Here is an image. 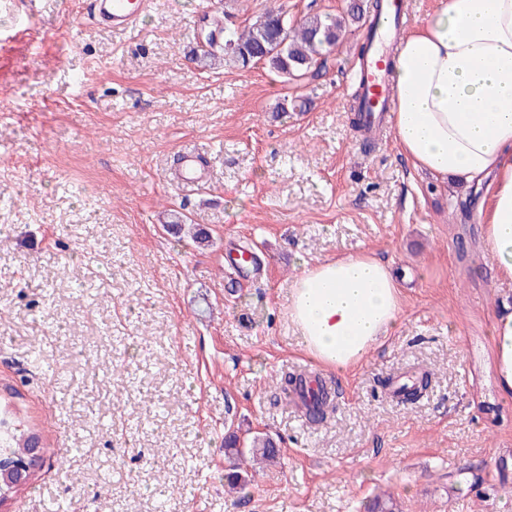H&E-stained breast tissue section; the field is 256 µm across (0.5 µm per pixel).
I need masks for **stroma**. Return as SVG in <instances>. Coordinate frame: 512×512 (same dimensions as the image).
<instances>
[{
	"mask_svg": "<svg viewBox=\"0 0 512 512\" xmlns=\"http://www.w3.org/2000/svg\"><path fill=\"white\" fill-rule=\"evenodd\" d=\"M350 2L151 0L115 32L85 0H0V430L39 435L45 460L0 512H365L384 492L404 512H512V396L490 342L512 285L482 247V191L413 168L391 128L363 149L366 27L296 81L191 59L204 15L240 28L276 4L296 20ZM188 152L205 161L193 191L171 171ZM240 245L259 269L229 290ZM359 252L391 264L399 324L328 371L335 408L314 426L281 388L312 361L289 288ZM424 369L427 392L400 403L395 381ZM230 429L279 442L243 494L224 488Z\"/></svg>",
	"mask_w": 512,
	"mask_h": 512,
	"instance_id": "1",
	"label": "stroma"
}]
</instances>
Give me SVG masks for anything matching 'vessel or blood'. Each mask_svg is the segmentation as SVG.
Returning <instances> with one entry per match:
<instances>
[{
	"label": "vessel or blood",
	"mask_w": 512,
	"mask_h": 512,
	"mask_svg": "<svg viewBox=\"0 0 512 512\" xmlns=\"http://www.w3.org/2000/svg\"><path fill=\"white\" fill-rule=\"evenodd\" d=\"M148 5L149 0H88L87 9L103 25L125 30L137 23ZM404 10V0H382L385 23L378 28L373 38L374 45L355 74L362 97L363 116L374 125L385 122L393 108L389 71Z\"/></svg>",
	"instance_id": "1"
}]
</instances>
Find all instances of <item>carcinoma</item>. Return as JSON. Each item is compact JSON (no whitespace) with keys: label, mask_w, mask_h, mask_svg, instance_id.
<instances>
[{"label":"carcinoma","mask_w":512,"mask_h":512,"mask_svg":"<svg viewBox=\"0 0 512 512\" xmlns=\"http://www.w3.org/2000/svg\"><path fill=\"white\" fill-rule=\"evenodd\" d=\"M380 12L381 0H354L338 16L311 13L293 21L281 8L273 7L241 30L223 27L215 18L204 45L193 52V60L210 69L226 64L244 69L261 62L287 80L300 79L317 70L351 23L368 25ZM72 290L76 298L89 304L98 298V289L91 281L77 280ZM33 441L34 437L27 436L13 446L0 442L3 467L23 463ZM278 456L276 442L266 434L242 439L237 432H228L224 437V486L230 491L247 488L255 478L248 468L273 462ZM368 512L400 510L392 497L378 496L369 503Z\"/></svg>","instance_id":"obj_1"}]
</instances>
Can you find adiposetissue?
<instances>
[{
    "label": "adipose tissue",
    "instance_id": "adipose-tissue-1",
    "mask_svg": "<svg viewBox=\"0 0 512 512\" xmlns=\"http://www.w3.org/2000/svg\"><path fill=\"white\" fill-rule=\"evenodd\" d=\"M391 114L413 167L484 187L483 247L499 279L512 280V0H437L426 24L396 48ZM401 313L391 266L360 253L303 267L289 316L315 360L359 366ZM494 368L512 394V311L491 327Z\"/></svg>",
    "mask_w": 512,
    "mask_h": 512
}]
</instances>
